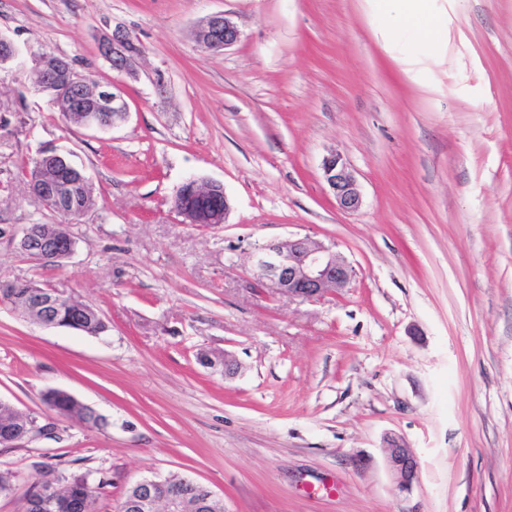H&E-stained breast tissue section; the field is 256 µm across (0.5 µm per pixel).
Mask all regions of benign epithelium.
Segmentation results:
<instances>
[{"label":"benign epithelium","mask_w":512,"mask_h":512,"mask_svg":"<svg viewBox=\"0 0 512 512\" xmlns=\"http://www.w3.org/2000/svg\"><path fill=\"white\" fill-rule=\"evenodd\" d=\"M196 41L204 48L221 52L240 39L237 26L222 13L208 16L195 30ZM0 66L17 60L19 50L8 37L0 36ZM102 55L112 69L131 77L137 75V62L141 54L128 33L117 28L112 35L100 41ZM34 74L39 79L38 90L47 94L57 106L74 112L80 125L97 130H108L123 122L129 114V106L121 91L108 84L90 85V77L76 72L71 64L59 56L42 51L34 59ZM323 177L339 208L356 211L362 198L356 180L347 165L337 155L325 159ZM28 192L45 205H52L54 212H68L69 202L78 192L89 187L84 170L67 164L63 155L52 149L42 151L28 170ZM172 207L185 224L218 225L224 223L230 203L219 182L201 183L196 179L184 182L176 191ZM18 249L41 263H59L70 257L75 241L63 224H29L18 241ZM252 271L256 285L274 288L293 299L311 301L349 285L352 270L346 261L330 248L313 243L306 238L288 241H271L257 248L252 256ZM23 287L28 289L26 318L45 327H69L85 332L81 319L62 320L57 311L67 304L72 312L91 308L85 300L73 292L57 288H45L35 283L1 280L0 289ZM209 367H224V378L233 379L239 366L229 354L224 356L200 355ZM44 398L66 399L78 404L85 417L84 424L99 426L103 417L95 409L63 390H49ZM18 426L0 429V446L12 447L22 441L55 433L54 422L41 423L39 418L23 413L16 419ZM387 463L398 484L408 489L418 478L419 461L403 442L395 437L386 438ZM137 493L127 499L123 512H184L188 498H194V506L206 512L214 498L204 485L183 477L179 481L144 480L136 484ZM58 497V486L47 485L31 491L25 498L23 510L37 512L50 509Z\"/></svg>","instance_id":"benign-epithelium-1"}]
</instances>
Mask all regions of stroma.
<instances>
[{"label":"stroma","mask_w":512,"mask_h":512,"mask_svg":"<svg viewBox=\"0 0 512 512\" xmlns=\"http://www.w3.org/2000/svg\"><path fill=\"white\" fill-rule=\"evenodd\" d=\"M441 34H392L380 0H0V277L81 295L110 329L46 328L0 305V401L42 414L67 391L90 427L0 446L21 512L48 469L102 480L119 512L144 479L191 477L224 512H512V0H428ZM224 13L240 39L200 47ZM144 55L114 72L99 38ZM52 49L119 86L127 119H66L34 85ZM53 149L85 169L94 205L57 265L22 254L27 224H58L20 164ZM361 195L339 209L322 162ZM223 183L224 224L183 223L188 178ZM308 238L351 266L313 301L256 286L255 247ZM240 366L201 365L200 351ZM420 462L411 488L384 439ZM195 38L204 48L221 52L239 41L240 31L224 13H215L198 25ZM323 177L339 208L356 211L362 198L356 180L347 165L337 155L325 159ZM43 397L45 399L50 400H58V399H66L69 402L78 404L82 410L85 417V421H83L84 424L90 425V426H100L104 419L103 417L98 414L95 409L90 407L87 404H84L82 401L77 399L72 394L63 391V390H49L47 391ZM67 401H60V402H53V408L56 413L63 415V416H75L79 414V411L76 409L75 405L72 403H69Z\"/></svg>","instance_id":"1"}]
</instances>
